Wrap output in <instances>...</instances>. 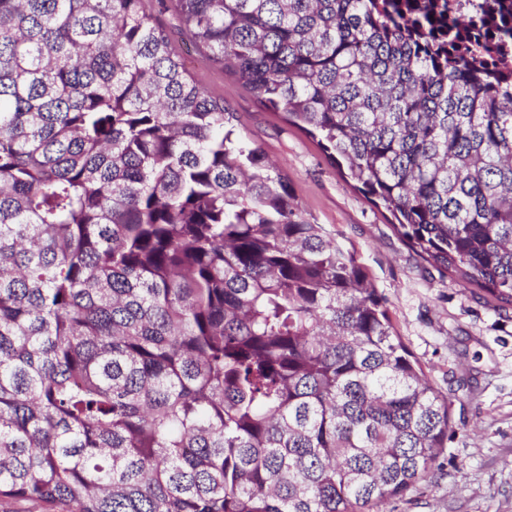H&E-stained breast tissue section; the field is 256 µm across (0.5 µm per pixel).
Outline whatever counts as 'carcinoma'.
<instances>
[{
    "mask_svg": "<svg viewBox=\"0 0 512 512\" xmlns=\"http://www.w3.org/2000/svg\"><path fill=\"white\" fill-rule=\"evenodd\" d=\"M424 261L512 305V74L435 0H175ZM142 0H0V501L370 512L448 397Z\"/></svg>",
    "mask_w": 512,
    "mask_h": 512,
    "instance_id": "carcinoma-1",
    "label": "carcinoma"
}]
</instances>
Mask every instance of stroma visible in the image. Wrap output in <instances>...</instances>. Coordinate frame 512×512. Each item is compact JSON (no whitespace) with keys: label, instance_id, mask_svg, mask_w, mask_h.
Listing matches in <instances>:
<instances>
[{"label":"stroma","instance_id":"1","mask_svg":"<svg viewBox=\"0 0 512 512\" xmlns=\"http://www.w3.org/2000/svg\"><path fill=\"white\" fill-rule=\"evenodd\" d=\"M143 8L171 32L193 82L223 101L238 130L287 179L307 216L356 249L402 341L450 402L453 428L433 475L378 512H512V306L418 257L348 169H337L316 140L190 46L172 0H144Z\"/></svg>","mask_w":512,"mask_h":512}]
</instances>
